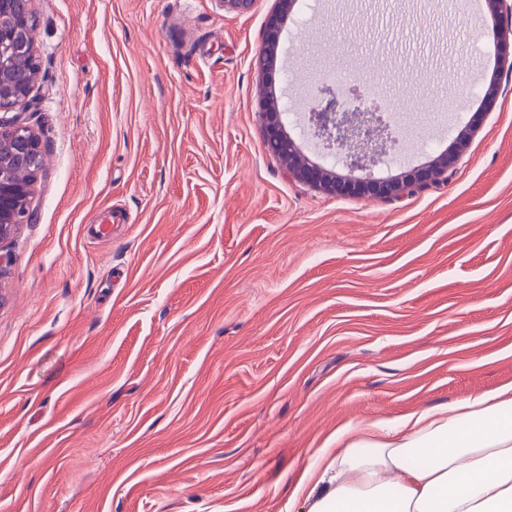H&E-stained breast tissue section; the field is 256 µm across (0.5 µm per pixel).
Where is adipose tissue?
I'll list each match as a JSON object with an SVG mask.
<instances>
[{
	"instance_id": "adipose-tissue-1",
	"label": "adipose tissue",
	"mask_w": 512,
	"mask_h": 512,
	"mask_svg": "<svg viewBox=\"0 0 512 512\" xmlns=\"http://www.w3.org/2000/svg\"><path fill=\"white\" fill-rule=\"evenodd\" d=\"M309 476L308 512H512V382L348 424Z\"/></svg>"
}]
</instances>
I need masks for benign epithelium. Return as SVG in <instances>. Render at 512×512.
I'll use <instances>...</instances> for the list:
<instances>
[{
    "instance_id": "benign-epithelium-1",
    "label": "benign epithelium",
    "mask_w": 512,
    "mask_h": 512,
    "mask_svg": "<svg viewBox=\"0 0 512 512\" xmlns=\"http://www.w3.org/2000/svg\"><path fill=\"white\" fill-rule=\"evenodd\" d=\"M30 0H0V111L9 112L23 102L28 91L18 78L13 61L36 60V26L29 11ZM488 34L500 49L499 66L512 68V44L500 38L504 18L512 15V0H485ZM280 46V18L266 26L260 52V73L267 79L270 63ZM383 93L364 83L346 92L323 81L310 89V106L304 121L312 136L331 155H339L349 171H363L360 177H347L333 168L313 165L300 154L295 142L284 132L288 110L283 98L270 90L261 101L266 120L265 144L269 152L288 159V171L333 197L368 195L396 198L434 180L454 168L458 153H445L424 169L409 170L397 178L376 179L370 167L385 160L399 142L404 121H392L382 102ZM42 153L38 138L20 117L0 118V244L11 237L20 224L34 219L30 207L33 185L40 169ZM31 170L25 182L17 181L13 171Z\"/></svg>"
}]
</instances>
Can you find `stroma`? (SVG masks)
<instances>
[{"label": "stroma", "instance_id": "stroma-1", "mask_svg": "<svg viewBox=\"0 0 512 512\" xmlns=\"http://www.w3.org/2000/svg\"><path fill=\"white\" fill-rule=\"evenodd\" d=\"M30 8L40 77L17 112L44 164L0 268V512H305L338 427L512 382V70L484 0H311L283 24L293 102L297 71L366 58L410 122L454 99L374 176L482 113L453 171L390 199L328 196L267 152L278 0Z\"/></svg>", "mask_w": 512, "mask_h": 512}]
</instances>
